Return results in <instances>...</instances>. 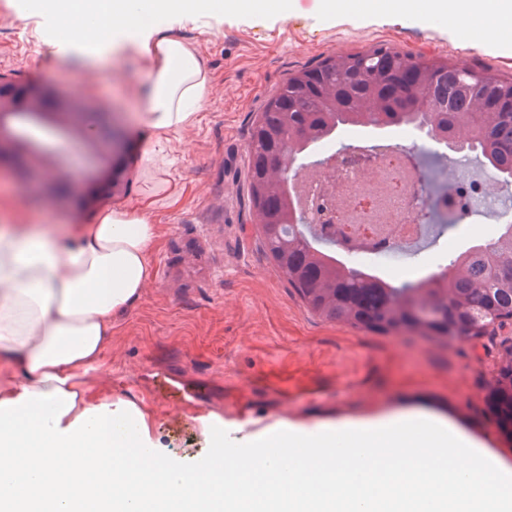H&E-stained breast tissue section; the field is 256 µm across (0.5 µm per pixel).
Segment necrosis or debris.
Wrapping results in <instances>:
<instances>
[{"instance_id": "4bbe7bcc", "label": "necrosis or debris", "mask_w": 512, "mask_h": 512, "mask_svg": "<svg viewBox=\"0 0 512 512\" xmlns=\"http://www.w3.org/2000/svg\"><path fill=\"white\" fill-rule=\"evenodd\" d=\"M410 134L407 126L394 127L368 163L341 156L335 135L324 136L312 146L323 168L302 173L289 185L296 209L331 211L333 227L323 237L336 244V262L360 266L375 279H395L402 268L391 264V257L414 249L428 235L429 226L415 219L418 207L431 206L448 221L461 212L497 207V184L487 173L468 176L452 168L448 191L420 195L418 186L425 181L420 161L397 146Z\"/></svg>"}]
</instances>
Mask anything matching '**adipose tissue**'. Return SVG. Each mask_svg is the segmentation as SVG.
I'll return each instance as SVG.
<instances>
[{"label": "adipose tissue", "instance_id": "ef3b65f1", "mask_svg": "<svg viewBox=\"0 0 512 512\" xmlns=\"http://www.w3.org/2000/svg\"><path fill=\"white\" fill-rule=\"evenodd\" d=\"M290 0H112L102 26L97 0L72 15L38 0L35 15L59 57L92 65L136 59L147 77L140 115L145 151L165 152L194 124L210 83L195 47L173 28L209 14L274 17ZM441 16L489 27L512 20V0H363L362 15ZM99 32L87 49L78 31ZM158 227L143 208L106 210L94 223L0 224V512H512V450L489 448L436 413L410 411L298 425L254 437L252 457L270 474L258 492L224 478L222 420H201L208 452L184 468L162 455L134 397L92 402L85 379L112 341V321L154 276ZM425 478L431 492L415 489Z\"/></svg>", "mask_w": 512, "mask_h": 512}]
</instances>
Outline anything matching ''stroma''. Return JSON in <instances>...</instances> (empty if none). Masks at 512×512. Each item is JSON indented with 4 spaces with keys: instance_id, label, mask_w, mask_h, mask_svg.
I'll return each instance as SVG.
<instances>
[{
    "instance_id": "35a3bbf8",
    "label": "stroma",
    "mask_w": 512,
    "mask_h": 512,
    "mask_svg": "<svg viewBox=\"0 0 512 512\" xmlns=\"http://www.w3.org/2000/svg\"><path fill=\"white\" fill-rule=\"evenodd\" d=\"M0 0V77L76 100L86 119L47 112L30 154L43 167L41 184L0 166V196L14 202L19 224H87L100 209L146 206L160 235L151 254L154 276L138 302L115 318L112 343L91 378L101 399H143L148 362L169 364L190 377L229 390L239 408L276 410L277 400L253 390L251 375L296 351L360 367L361 389L341 398L296 401L287 422L316 424L423 409L441 411L478 440L512 446V388L498 384V355L467 341L446 349L413 337L373 334L322 320L274 271L258 228L241 203L250 129L275 89L302 67L339 53L385 43L415 56L492 66L512 78V49L486 47L483 36L449 37L447 29L389 15L357 18L343 8L323 17L320 0H297L287 16L235 18L179 27L196 46L211 82L200 120L172 136L164 171L143 160L138 93L146 80L125 57L105 67L57 59L33 21ZM496 220L479 210L444 227L432 246L435 262L449 261L448 239L478 235ZM164 454L182 465L206 451L197 415L166 402H145Z\"/></svg>"
}]
</instances>
